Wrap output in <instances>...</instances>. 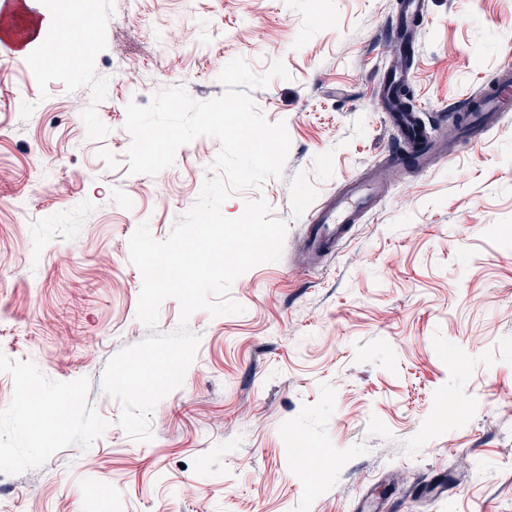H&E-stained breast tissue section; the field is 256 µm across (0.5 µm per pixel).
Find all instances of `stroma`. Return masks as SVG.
Listing matches in <instances>:
<instances>
[{
  "mask_svg": "<svg viewBox=\"0 0 512 512\" xmlns=\"http://www.w3.org/2000/svg\"><path fill=\"white\" fill-rule=\"evenodd\" d=\"M401 2L24 4L38 33L0 53V512H512V112L475 144L444 119L512 62V0H425L406 86L430 163L400 168L331 254L307 245L313 207L387 169L402 138L377 105ZM59 14L100 33L71 65L40 59ZM238 57L258 74L285 65L252 96L291 147L282 176L222 212L264 199L287 224L282 256L234 281L243 313L190 316L196 358L137 441L101 387L151 332L129 239L144 222L170 235L221 144L129 173L126 106L174 86L220 97ZM74 98L85 111H66ZM24 382L44 404L72 400L65 427L49 413L30 426ZM401 470L413 491L392 488Z\"/></svg>",
  "mask_w": 512,
  "mask_h": 512,
  "instance_id": "35a3bbf8",
  "label": "stroma"
}]
</instances>
